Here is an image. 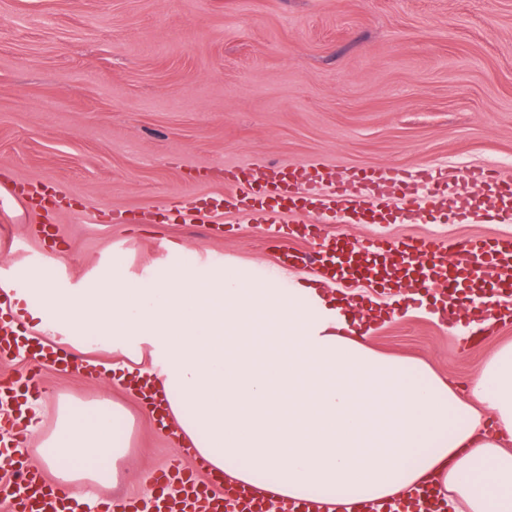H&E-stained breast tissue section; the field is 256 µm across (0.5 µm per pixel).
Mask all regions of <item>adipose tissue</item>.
<instances>
[{
  "label": "adipose tissue",
  "mask_w": 512,
  "mask_h": 512,
  "mask_svg": "<svg viewBox=\"0 0 512 512\" xmlns=\"http://www.w3.org/2000/svg\"><path fill=\"white\" fill-rule=\"evenodd\" d=\"M320 276L261 277L232 260L170 265L140 277L115 268L94 287L63 290L41 271L16 289L34 330L109 347L126 379L145 365L167 394L183 441L234 482L279 500L352 508L433 484L454 512H512V342L459 396L452 379L380 354L350 335L352 309ZM109 397L63 404L38 454L55 482L110 480L100 461L128 452Z\"/></svg>",
  "instance_id": "adipose-tissue-1"
}]
</instances>
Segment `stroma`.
I'll list each match as a JSON object with an SVG mask.
<instances>
[{
    "mask_svg": "<svg viewBox=\"0 0 512 512\" xmlns=\"http://www.w3.org/2000/svg\"><path fill=\"white\" fill-rule=\"evenodd\" d=\"M314 163L495 167L512 178V0H0V189L42 183L53 204L0 207V265L60 288L159 264L277 259L258 224L168 223L224 197L225 169ZM357 237L512 236L511 224H353ZM512 341V319L460 346L422 310L380 322L371 346L465 386ZM42 432L60 406L109 395L129 421L106 500L145 494L179 453L107 379L39 369Z\"/></svg>",
    "mask_w": 512,
    "mask_h": 512,
    "instance_id": "1",
    "label": "stroma"
}]
</instances>
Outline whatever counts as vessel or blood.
<instances>
[{"instance_id":"obj_1","label":"vessel or blood","mask_w":512,"mask_h":512,"mask_svg":"<svg viewBox=\"0 0 512 512\" xmlns=\"http://www.w3.org/2000/svg\"><path fill=\"white\" fill-rule=\"evenodd\" d=\"M468 179L498 198L495 208L479 211L469 197L450 193L454 181L445 168L422 166L410 172L392 168H356L345 175L322 176L320 167L298 164L260 174L247 166L224 171V209L242 224H264L279 258L334 280L364 281L371 286L415 294L419 302L451 299L475 307L478 316L502 320L512 315V237L487 236L448 241L435 237L364 239L325 231L328 222L404 224L512 222V180L496 171L475 168ZM317 242L319 259L297 248V241ZM21 277L0 271V357L16 347L37 348L41 359L67 369L87 371L93 360L74 350L26 338L24 326L9 313ZM201 461L156 472L162 493L157 512H267L268 499L246 490L217 489L198 479ZM17 481L0 482V502L9 512H77L70 492L46 484L34 471L17 468Z\"/></svg>"}]
</instances>
